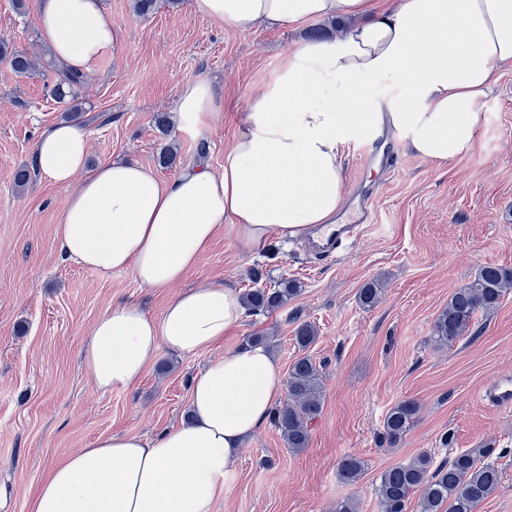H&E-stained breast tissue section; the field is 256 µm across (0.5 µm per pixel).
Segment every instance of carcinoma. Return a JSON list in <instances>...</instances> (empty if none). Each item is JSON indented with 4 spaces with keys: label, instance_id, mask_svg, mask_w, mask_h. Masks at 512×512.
<instances>
[{
    "label": "carcinoma",
    "instance_id": "carcinoma-1",
    "mask_svg": "<svg viewBox=\"0 0 512 512\" xmlns=\"http://www.w3.org/2000/svg\"><path fill=\"white\" fill-rule=\"evenodd\" d=\"M6 62L19 75L35 69L34 58L0 41V61ZM86 74L78 69L62 68L56 73L51 96L58 103H66L64 119L81 118L82 103L79 90L84 88ZM254 287L247 289L242 299L248 314L264 315L284 307L297 296L301 288L294 281L282 279L271 286H262V277L253 275ZM512 288V269L498 265H484L474 279L457 289L448 305L437 317L432 336L438 347L448 346L466 335L478 313L495 309L501 298ZM383 283L372 280L358 291V301L364 308L374 307L381 299ZM318 329L310 322H302L294 331L295 345L300 351L288 369L286 399L272 408L270 417L280 431L287 447L301 452L310 443V427L323 410L322 373L325 365L314 361L309 349L318 341ZM419 404L411 399L394 405L385 415L381 441L396 446L410 431L419 413ZM493 448H480L455 454L437 467L427 453L417 455L408 463L385 470L376 485L381 512H408L411 496L419 493V512H474L476 506L488 499L501 483V472L490 460ZM338 468L343 480L356 482L365 470V462L353 455L341 458Z\"/></svg>",
    "mask_w": 512,
    "mask_h": 512
}]
</instances>
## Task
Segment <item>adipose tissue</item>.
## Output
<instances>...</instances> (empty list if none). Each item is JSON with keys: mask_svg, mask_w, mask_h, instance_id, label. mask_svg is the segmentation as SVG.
<instances>
[{"mask_svg": "<svg viewBox=\"0 0 512 512\" xmlns=\"http://www.w3.org/2000/svg\"><path fill=\"white\" fill-rule=\"evenodd\" d=\"M193 15L241 32L262 25L347 21L341 33L281 55L239 113L224 166L198 162L169 178L136 161L87 171L89 136L76 122L41 135L35 168L77 183L56 229L61 256L106 275L131 272L145 288L181 281L219 229L249 254L274 238L331 232L344 198L343 157L353 142L390 129L430 162L471 153L481 101L512 65V0H189ZM44 43L67 66L91 72L120 28L103 0H39ZM397 83L376 99L366 80ZM224 118V96L204 78L184 81L175 121L196 136ZM240 293L203 283L160 315L110 306L81 349L103 394L135 386L160 352L194 355L223 344L243 322ZM283 393L280 366L247 343L210 361L193 382L189 417L152 439L114 434L53 465L31 512H213L246 439Z\"/></svg>", "mask_w": 512, "mask_h": 512, "instance_id": "ef3b65f1", "label": "adipose tissue"}]
</instances>
